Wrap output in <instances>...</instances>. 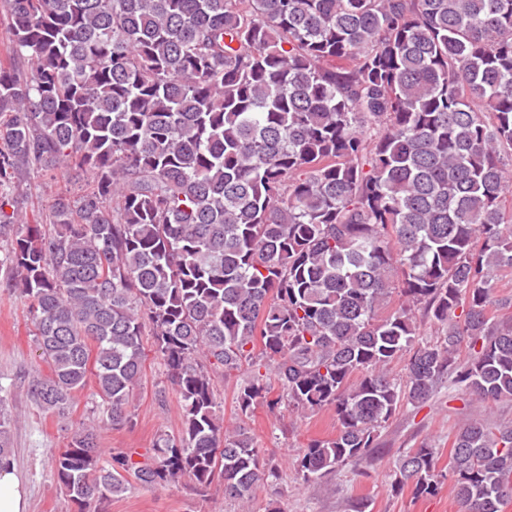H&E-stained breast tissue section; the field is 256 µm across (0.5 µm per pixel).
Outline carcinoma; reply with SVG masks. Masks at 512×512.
<instances>
[{
	"mask_svg": "<svg viewBox=\"0 0 512 512\" xmlns=\"http://www.w3.org/2000/svg\"><path fill=\"white\" fill-rule=\"evenodd\" d=\"M4 2L23 65L0 66V187L58 163L90 179L47 230L0 193V269L50 369L31 399L63 417L91 373L104 423L124 426L149 336L182 402L144 461L107 463L98 419L76 428L52 457L76 512H107L129 475L217 482L245 506L277 466L224 424L215 380L257 350L239 415L261 401L339 423L297 455L305 483L443 388L512 400V0ZM14 422L0 403V466ZM437 463L409 449L392 490L431 497L449 477L461 512H502L512 422L464 420L449 474Z\"/></svg>",
	"mask_w": 512,
	"mask_h": 512,
	"instance_id": "cac0c4a2",
	"label": "carcinoma"
}]
</instances>
